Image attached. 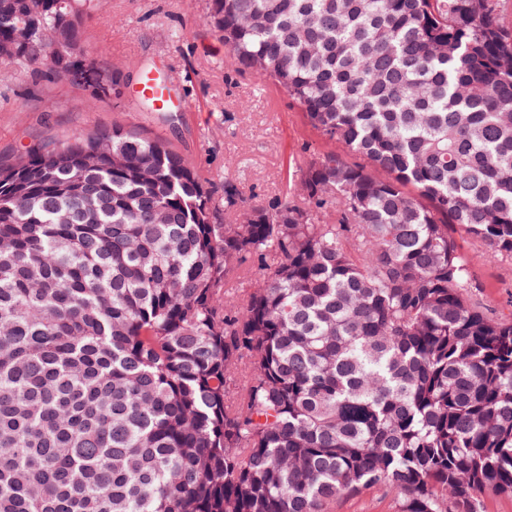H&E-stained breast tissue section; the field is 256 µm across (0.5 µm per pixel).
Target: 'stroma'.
Returning <instances> with one entry per match:
<instances>
[{"label": "stroma", "instance_id": "35a3bbf8", "mask_svg": "<svg viewBox=\"0 0 512 512\" xmlns=\"http://www.w3.org/2000/svg\"><path fill=\"white\" fill-rule=\"evenodd\" d=\"M208 0H96L85 14L87 53L118 67L116 95L94 104L83 88L45 68L19 66L0 82V163L71 132L134 126L184 154L208 182L232 177L249 204L265 205L298 182L310 160L333 143L271 81L240 72L207 22ZM152 70L190 109L151 111L140 75ZM471 299L487 315L512 318V257L491 258L486 246L456 232Z\"/></svg>", "mask_w": 512, "mask_h": 512}]
</instances>
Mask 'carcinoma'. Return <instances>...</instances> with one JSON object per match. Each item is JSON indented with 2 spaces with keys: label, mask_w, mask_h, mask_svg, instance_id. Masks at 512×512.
<instances>
[{
  "label": "carcinoma",
  "mask_w": 512,
  "mask_h": 512,
  "mask_svg": "<svg viewBox=\"0 0 512 512\" xmlns=\"http://www.w3.org/2000/svg\"><path fill=\"white\" fill-rule=\"evenodd\" d=\"M87 2L0 0V80L83 67L116 92L83 48ZM207 21L341 152L306 164L301 200L251 209L120 126L0 165V512H336L375 488L399 512H480L512 493V320L472 302L449 233L512 257L498 0H210Z\"/></svg>",
  "instance_id": "carcinoma-1"
}]
</instances>
